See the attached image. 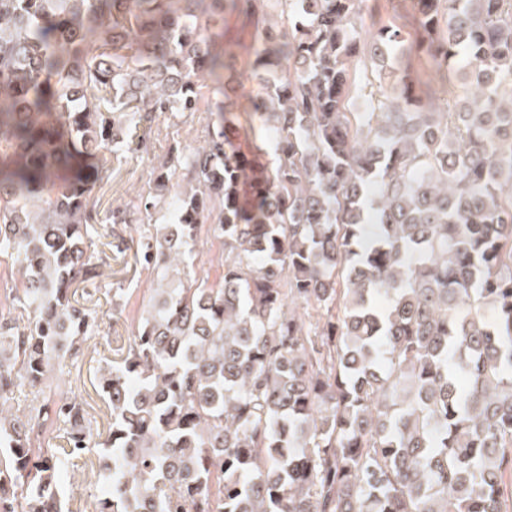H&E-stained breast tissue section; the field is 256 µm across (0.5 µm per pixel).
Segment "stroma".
<instances>
[{
    "instance_id": "stroma-1",
    "label": "stroma",
    "mask_w": 512,
    "mask_h": 512,
    "mask_svg": "<svg viewBox=\"0 0 512 512\" xmlns=\"http://www.w3.org/2000/svg\"><path fill=\"white\" fill-rule=\"evenodd\" d=\"M415 14V0H366L363 24L368 27L380 20H390L409 39L414 35ZM224 39L232 44L235 53L232 70L224 74L225 82L237 93L248 94L254 88L247 66L251 37L236 14L224 15ZM160 123L168 128L167 138L156 142L150 153L127 154L119 175L103 188V207H116L136 199L145 188L149 166L161 160L169 146L196 145L205 135V123L196 114L176 118L164 115ZM133 254L131 240L113 239L98 261L101 277L78 289L82 304L95 310L98 329L96 335L84 343L82 356L70 368L69 380L75 393L87 400L90 414L101 426L106 423L107 407L91 384L92 370L109 357L108 344L112 338L127 335L137 323L154 286L150 272L142 264L132 263ZM116 282L126 290L123 313L117 320L113 319L112 307L107 301V293ZM97 460V452H89L84 459L75 460L65 476L64 491L72 512H88L98 492L94 468Z\"/></svg>"
}]
</instances>
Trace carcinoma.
Segmentation results:
<instances>
[{
  "label": "carcinoma",
  "mask_w": 512,
  "mask_h": 512,
  "mask_svg": "<svg viewBox=\"0 0 512 512\" xmlns=\"http://www.w3.org/2000/svg\"><path fill=\"white\" fill-rule=\"evenodd\" d=\"M362 5L0 0V512H71L93 447V512H512V0H417L410 43L360 34ZM226 8L253 31L243 105ZM169 112L204 113L203 142L101 209ZM94 224L144 227L158 284L94 373L104 432L63 378L97 327L75 299ZM207 224L212 282L191 277ZM195 250L198 277L208 275L210 281L215 280L221 271L218 262L221 254L224 253V239L214 234L207 224L199 235ZM85 461V464H84ZM93 462V467H91ZM98 467V448L85 457L74 460V466L67 471L64 480L66 500L74 512H88L98 493L95 473ZM78 510V511H76Z\"/></svg>",
  "instance_id": "cac0c4a2"
}]
</instances>
